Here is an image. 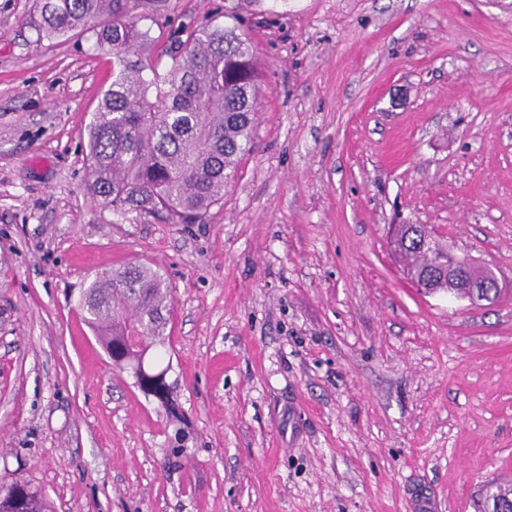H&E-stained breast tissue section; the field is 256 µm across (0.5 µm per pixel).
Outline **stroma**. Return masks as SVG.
Returning <instances> with one entry per match:
<instances>
[{"label": "stroma", "mask_w": 512, "mask_h": 512, "mask_svg": "<svg viewBox=\"0 0 512 512\" xmlns=\"http://www.w3.org/2000/svg\"><path fill=\"white\" fill-rule=\"evenodd\" d=\"M127 7L153 55L238 16L251 150L200 223L113 214L86 157L112 54L0 0V485L50 512H482L512 486V0ZM396 224L491 269L500 297L421 292ZM134 263L173 290V418L78 308Z\"/></svg>", "instance_id": "35a3bbf8"}]
</instances>
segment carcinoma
<instances>
[{
    "instance_id": "cac0c4a2",
    "label": "carcinoma",
    "mask_w": 512,
    "mask_h": 512,
    "mask_svg": "<svg viewBox=\"0 0 512 512\" xmlns=\"http://www.w3.org/2000/svg\"><path fill=\"white\" fill-rule=\"evenodd\" d=\"M31 21L49 41L75 30L93 32L112 50L116 74L88 127L92 195L124 216L164 212L174 224H196L224 199V187L251 148L258 72L249 39L237 26L192 22L159 71L131 55L154 43L127 0H34ZM413 270L432 268L404 227L396 240ZM85 319L112 363L139 359L126 336L134 330L151 347L169 343L173 297L162 276L143 264L96 277L80 294ZM167 370L145 378L141 390L169 408ZM40 502L30 485L0 487V512H15L13 499Z\"/></svg>"
}]
</instances>
